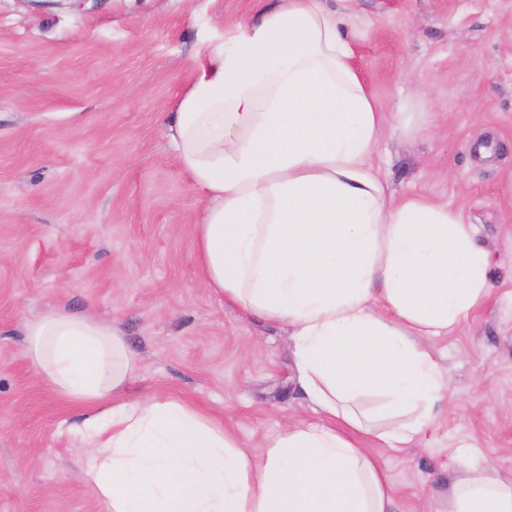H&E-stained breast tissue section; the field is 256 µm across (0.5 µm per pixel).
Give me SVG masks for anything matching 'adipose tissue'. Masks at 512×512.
Wrapping results in <instances>:
<instances>
[{"mask_svg":"<svg viewBox=\"0 0 512 512\" xmlns=\"http://www.w3.org/2000/svg\"><path fill=\"white\" fill-rule=\"evenodd\" d=\"M324 0H279L197 53L166 136L202 205L206 288L285 326L318 419L268 437L262 454L195 405L127 395L138 361L112 324L51 309L25 325L36 373L94 405L75 437L105 512H393L361 436L415 443L445 399L427 340L490 294V255L461 212L397 199L372 165L404 113L380 112ZM382 393L390 424L355 404ZM444 512H512V478L470 454Z\"/></svg>","mask_w":512,"mask_h":512,"instance_id":"1","label":"adipose tissue"}]
</instances>
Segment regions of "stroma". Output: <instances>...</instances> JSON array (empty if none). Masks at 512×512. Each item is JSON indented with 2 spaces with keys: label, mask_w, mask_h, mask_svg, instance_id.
Instances as JSON below:
<instances>
[{
  "label": "stroma",
  "mask_w": 512,
  "mask_h": 512,
  "mask_svg": "<svg viewBox=\"0 0 512 512\" xmlns=\"http://www.w3.org/2000/svg\"><path fill=\"white\" fill-rule=\"evenodd\" d=\"M272 0H0V512H105L69 434L85 411L37 375L26 322L112 323L131 396L195 403L250 449L313 419L285 328L220 304L195 259L200 204L164 135L198 49ZM377 107L428 113L372 164L395 197L475 224L490 298L429 345L448 370L420 443L362 440L394 512H437L467 444L512 474V0H326Z\"/></svg>",
  "instance_id": "stroma-1"
}]
</instances>
